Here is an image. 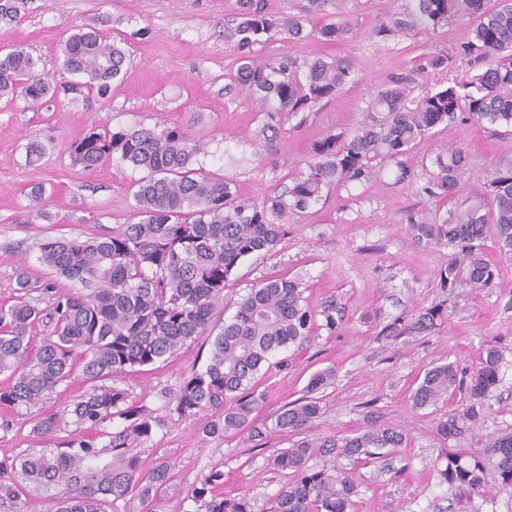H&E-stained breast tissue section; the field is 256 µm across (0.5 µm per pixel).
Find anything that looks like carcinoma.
Masks as SVG:
<instances>
[{
    "label": "carcinoma",
    "mask_w": 512,
    "mask_h": 512,
    "mask_svg": "<svg viewBox=\"0 0 512 512\" xmlns=\"http://www.w3.org/2000/svg\"><path fill=\"white\" fill-rule=\"evenodd\" d=\"M241 21L235 27L238 67L232 82L251 96L269 122L286 113L309 112L336 97L353 73L347 58L260 56L254 47L281 37L301 40L311 35L325 43L343 41L352 33L348 21L325 23L306 31L305 18H277L265 0H240ZM471 17V36L456 53L439 51L422 58L417 71H451L458 57L469 58L479 72L469 80L423 95L415 93L413 74H393L377 89L365 120L350 131L329 133L311 146L307 173L292 179L287 195L261 202L241 197L235 184L193 168L203 146L179 126L160 129L103 128L70 144L74 162L88 170L113 155L145 172L135 184L134 209L139 221L110 235L92 238L46 237L39 260L58 276L42 291L54 293L45 311L33 303L36 286L18 279L14 303L0 305V406L18 413L52 395L76 369L91 383L79 400L63 412L37 411L33 432L54 436L62 414L75 425L98 430L95 436L74 431L54 443L12 460L0 461V500L16 501L33 488L65 486L51 512H105L129 496L148 506L168 481L169 466L144 470L141 448L151 441L161 420L130 399L127 390L108 381L128 370L166 361L184 345L200 339L210 344L204 370L184 378L168 397L170 411L181 418L210 412L215 420L206 434L248 433L263 438L252 414L258 400L249 385L276 353L301 345L313 336L315 315L303 304L300 283L279 277L261 282L234 302L236 311L220 330L211 326L224 306V288L246 257L272 251L284 224L318 203L324 188L371 182L381 162L397 167V181L410 182L414 171L404 158L433 135L440 125L467 114L512 128V0H497L484 10L481 0H405L373 30L381 42H394L418 30L435 29L453 17ZM62 69L81 77L73 91L87 89L100 97L110 93L125 63L123 49L96 29L77 28L62 44ZM54 91L39 72L37 61L23 47L0 56V96H21L36 104ZM424 192L452 199L459 190L468 155L461 146L438 152ZM414 238L426 245L456 249L439 270V287L453 290L492 288L500 273L486 260L482 246L492 239L497 251L512 256V168L501 169L474 192V200L421 215L411 221ZM79 282L71 291L61 280ZM445 318L432 305L421 310L410 330L425 332ZM50 332L34 336L39 324ZM501 354L490 346L464 379L456 364L429 370L412 396L411 407L423 409L464 390L467 403L440 424L446 437L473 431L484 422L485 398L500 382ZM321 415L316 397L281 409L274 420L280 432L301 434ZM123 427L109 432L102 425L114 417ZM406 435L395 427L373 425L354 435L323 441L298 440L271 457L278 470L294 480L278 494L273 512H349L357 493L350 473L313 471L315 455L357 459L370 448H400ZM486 454L499 477V491L512 498V431L492 436ZM441 482L468 495L485 484V462L467 461L450 453L438 470ZM224 472L211 469L191 491L194 512H254L247 495L227 498L216 493Z\"/></svg>",
    "instance_id": "1"
}]
</instances>
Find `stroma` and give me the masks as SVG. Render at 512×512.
Returning <instances> with one entry per match:
<instances>
[{
  "instance_id": "obj_1",
  "label": "stroma",
  "mask_w": 512,
  "mask_h": 512,
  "mask_svg": "<svg viewBox=\"0 0 512 512\" xmlns=\"http://www.w3.org/2000/svg\"><path fill=\"white\" fill-rule=\"evenodd\" d=\"M400 3L328 0L308 25L351 21L346 40L276 39L259 46L264 55L337 56L354 64L351 81L335 99L300 119L278 116L264 146L255 139L264 116L231 86L237 58L231 33L239 0H26L17 17H0V53L23 46L55 82L62 79L59 40L71 26L99 28L121 42L127 55L120 80L103 98L85 91L60 93L30 105L0 97V305L11 303L19 271L35 282L53 281L38 259L43 238L109 234L136 220L133 186L141 171L115 158L85 169L69 155L75 138L102 127L176 125L203 144L198 163L205 172L232 179L242 195L258 201L282 194L293 177L307 171L312 142L359 125L373 92L391 73L416 70L428 53L451 52L467 41L472 21L464 17L378 43L373 27ZM456 145L466 148L470 159L460 198L494 171L512 167V132L505 127L467 118L440 126L408 158L414 182H397L396 166L389 162L380 179L325 188L318 204L286 225L274 251L251 255L234 271L225 289L232 301L261 281L287 276L300 282L304 303L315 314L336 310L334 329L319 327L310 342L277 353L252 380L259 400L255 418L266 430L263 441L245 433L208 437L203 433L207 414L181 418L168 412L164 392L203 369L208 344L185 345L166 361L117 377L118 386L165 420L142 451L146 467L171 466L157 512H173L179 504L191 512V488L214 468L224 473V496L244 494L254 512H272L293 475L274 469L269 459L295 441L275 431L274 419L285 404L306 397L318 372L330 378L318 392L322 414L305 438L341 437L372 425L406 433V447L379 456L309 460L315 470L351 473L358 493L350 512H512V499L497 491L496 473L488 475L484 499L448 489L437 473L447 453L484 458L486 436L512 430V257L486 244L487 259L500 270L498 286L448 292L439 287L437 273L447 265L451 247L418 244L409 230L411 217L448 209V201L421 188L434 155ZM37 184L46 190L42 218L29 208L28 193ZM436 303L442 304L445 320L428 332H408L418 311ZM489 345L500 350L503 366L500 384L486 399L483 427L445 438L438 425L462 409L465 395L418 410L412 409L411 396L432 367L453 362L472 371ZM4 419L11 426L0 430V461L49 447V439L32 434L28 417L0 409Z\"/></svg>"
}]
</instances>
